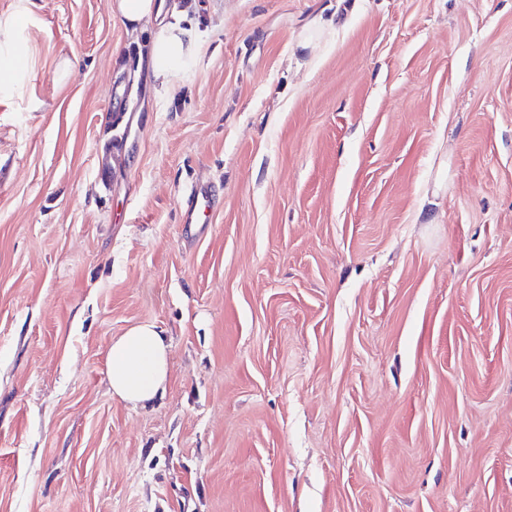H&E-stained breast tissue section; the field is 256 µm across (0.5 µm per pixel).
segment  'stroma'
<instances>
[{
	"mask_svg": "<svg viewBox=\"0 0 512 512\" xmlns=\"http://www.w3.org/2000/svg\"><path fill=\"white\" fill-rule=\"evenodd\" d=\"M190 2L0 0V512H512V0ZM163 0H113L112 14L135 32L150 20L156 22L148 66L153 78V90L160 98L172 95L181 85L185 73L201 58L204 41L199 31L176 10L165 9ZM18 26L13 17H4L0 19V103L11 100V87L13 73L18 70L28 71L26 64L19 65L15 60L6 62L2 68V47L6 53L13 56H22L23 54L14 45H19ZM210 199L205 189L196 187L190 194L187 209L183 215L185 224H198L201 217L209 208ZM170 345L151 323L130 327L110 348L107 376L112 393L132 404L161 395L168 379Z\"/></svg>",
	"mask_w": 512,
	"mask_h": 512,
	"instance_id": "1",
	"label": "stroma"
}]
</instances>
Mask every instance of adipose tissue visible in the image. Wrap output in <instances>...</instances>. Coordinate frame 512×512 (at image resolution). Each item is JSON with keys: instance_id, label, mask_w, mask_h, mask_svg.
<instances>
[{"instance_id": "obj_1", "label": "adipose tissue", "mask_w": 512, "mask_h": 512, "mask_svg": "<svg viewBox=\"0 0 512 512\" xmlns=\"http://www.w3.org/2000/svg\"><path fill=\"white\" fill-rule=\"evenodd\" d=\"M112 13L130 30L155 23L148 66L156 96L172 95L185 73L201 58L204 41L199 31L163 0H112ZM170 345L154 324L130 327L111 345L107 376L119 399L138 405L161 395L168 379Z\"/></svg>"}]
</instances>
